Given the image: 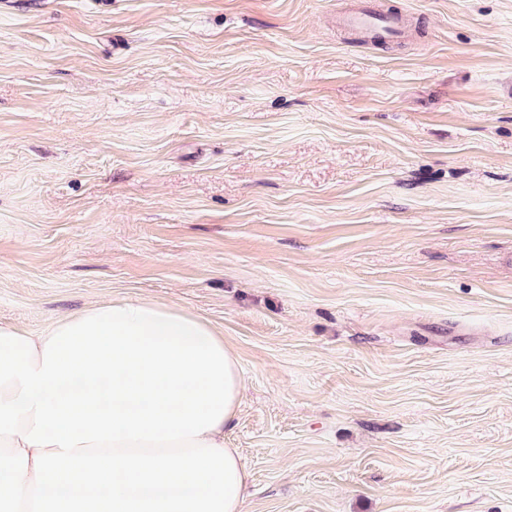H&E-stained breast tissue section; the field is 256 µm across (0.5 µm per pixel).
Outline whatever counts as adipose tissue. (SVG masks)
<instances>
[{
    "instance_id": "adipose-tissue-1",
    "label": "adipose tissue",
    "mask_w": 512,
    "mask_h": 512,
    "mask_svg": "<svg viewBox=\"0 0 512 512\" xmlns=\"http://www.w3.org/2000/svg\"><path fill=\"white\" fill-rule=\"evenodd\" d=\"M242 389L222 333L174 305L0 325V512H242Z\"/></svg>"
}]
</instances>
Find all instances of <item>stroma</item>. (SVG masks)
I'll return each instance as SVG.
<instances>
[{
  "label": "stroma",
  "mask_w": 512,
  "mask_h": 512,
  "mask_svg": "<svg viewBox=\"0 0 512 512\" xmlns=\"http://www.w3.org/2000/svg\"><path fill=\"white\" fill-rule=\"evenodd\" d=\"M353 2L0 0V323L210 321L243 512H512V0ZM338 24L347 30L376 35L380 40L393 41L403 32V18L396 14L378 13L369 7H360L340 13Z\"/></svg>",
  "instance_id": "1"
}]
</instances>
